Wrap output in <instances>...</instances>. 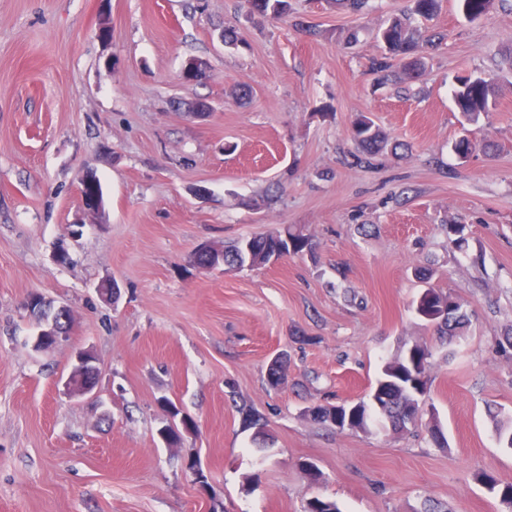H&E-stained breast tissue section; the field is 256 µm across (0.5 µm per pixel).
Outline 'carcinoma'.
Wrapping results in <instances>:
<instances>
[{
	"mask_svg": "<svg viewBox=\"0 0 512 512\" xmlns=\"http://www.w3.org/2000/svg\"><path fill=\"white\" fill-rule=\"evenodd\" d=\"M411 13L424 20L432 18L438 0H411ZM463 12L475 21L488 12L492 0H462ZM248 12L261 19L279 20L288 15V0H247ZM445 39V35L427 27L414 26L406 17H396L380 34V52L369 58V68L375 73H386L398 62L399 80L409 83L416 80L426 67V52ZM455 104L467 124L475 123L480 115L496 105L497 84L492 79L460 77L452 90ZM351 139L357 151L374 156L385 150L389 137L366 115L359 116L353 123ZM287 240L292 244L293 253L312 250V244L300 229L285 225L261 236L242 238L224 246V265L242 269L264 263V249L277 241ZM462 304L451 295L434 288L426 289L420 296L416 311L432 323L441 338L456 335L468 322L467 314L461 311ZM432 352L428 346L415 343L411 347L387 360L372 389L375 399H367L352 405H320L310 417L322 422L329 421L331 414L342 410L348 413L350 427L355 431L370 433L374 430L403 436L416 432L417 426L410 425L409 413L419 408L418 394L430 392V378L419 377L416 371L422 362L431 366ZM246 427L258 430L262 438L256 443L270 439L263 418L250 409H241ZM429 441L439 447H448V440L436 418L425 425ZM481 482L487 490L496 494L500 502L512 512V485L498 488L494 477L481 475ZM304 512H340L336 503L318 497L310 498L304 505Z\"/></svg>",
	"mask_w": 512,
	"mask_h": 512,
	"instance_id": "1",
	"label": "carcinoma"
}]
</instances>
